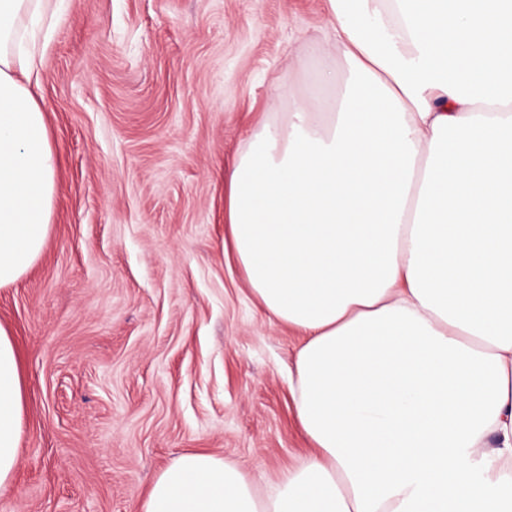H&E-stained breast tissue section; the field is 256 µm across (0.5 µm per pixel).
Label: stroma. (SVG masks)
<instances>
[{
    "instance_id": "1",
    "label": "stroma",
    "mask_w": 512,
    "mask_h": 512,
    "mask_svg": "<svg viewBox=\"0 0 512 512\" xmlns=\"http://www.w3.org/2000/svg\"><path fill=\"white\" fill-rule=\"evenodd\" d=\"M32 93L59 157L42 257L0 289L23 358L20 466L0 512H142L205 449L259 486L312 453L304 342L224 251V174L279 87L311 85L324 0H64Z\"/></svg>"
}]
</instances>
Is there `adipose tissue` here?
Instances as JSON below:
<instances>
[{"instance_id": "ef3b65f1", "label": "adipose tissue", "mask_w": 512, "mask_h": 512, "mask_svg": "<svg viewBox=\"0 0 512 512\" xmlns=\"http://www.w3.org/2000/svg\"><path fill=\"white\" fill-rule=\"evenodd\" d=\"M47 0H0V289L41 256L57 155L24 84ZM322 66L224 189L228 243L298 330L314 451L266 490L204 450L142 512H512V0H326ZM23 380L0 326V494ZM494 447H487V437Z\"/></svg>"}]
</instances>
